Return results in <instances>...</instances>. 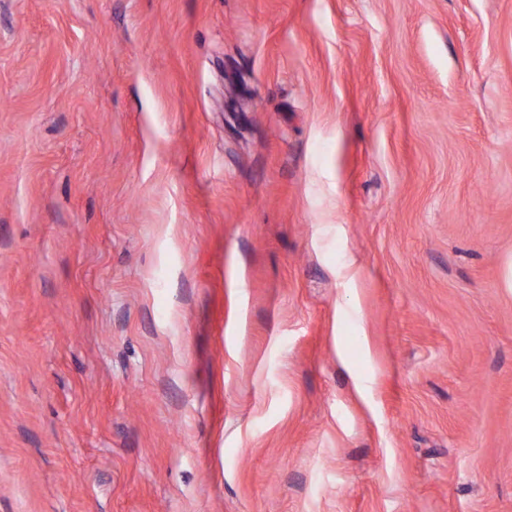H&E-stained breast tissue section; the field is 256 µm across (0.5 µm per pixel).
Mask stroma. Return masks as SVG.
<instances>
[{
    "label": "stroma",
    "instance_id": "35a3bbf8",
    "mask_svg": "<svg viewBox=\"0 0 512 512\" xmlns=\"http://www.w3.org/2000/svg\"><path fill=\"white\" fill-rule=\"evenodd\" d=\"M0 512H512V0H0Z\"/></svg>",
    "mask_w": 512,
    "mask_h": 512
}]
</instances>
